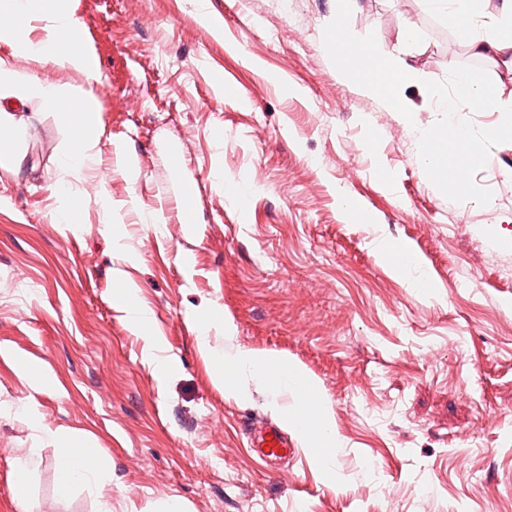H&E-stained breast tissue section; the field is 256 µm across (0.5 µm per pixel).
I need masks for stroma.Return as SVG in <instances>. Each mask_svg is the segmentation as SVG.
<instances>
[{
    "instance_id": "1",
    "label": "stroma",
    "mask_w": 512,
    "mask_h": 512,
    "mask_svg": "<svg viewBox=\"0 0 512 512\" xmlns=\"http://www.w3.org/2000/svg\"><path fill=\"white\" fill-rule=\"evenodd\" d=\"M68 6L99 82L13 63L92 95L102 134L72 178L76 223L53 221L69 133L38 99L21 107L18 166L0 168V512H16L11 463L32 449L34 512H97L103 499L112 512H512V143L475 176L493 192L481 206L427 180L417 136L438 118L426 82L475 65L506 101L512 73L421 0H359L352 32L414 73L409 121L331 63L336 0H208L207 23L191 0ZM409 27L416 42L401 39ZM402 247L430 292L392 272ZM124 283L156 346L117 309ZM214 307L233 333L204 350L195 319ZM212 349L271 351L316 378L336 481L303 446L276 472L250 456L244 422L280 416L249 372L241 398L225 397ZM153 356L174 371L159 376ZM20 358L51 386L34 388ZM62 437L111 468L101 496L56 497Z\"/></svg>"
}]
</instances>
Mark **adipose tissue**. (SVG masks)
<instances>
[{
    "label": "adipose tissue",
    "mask_w": 512,
    "mask_h": 512,
    "mask_svg": "<svg viewBox=\"0 0 512 512\" xmlns=\"http://www.w3.org/2000/svg\"><path fill=\"white\" fill-rule=\"evenodd\" d=\"M483 2L423 0L428 12L449 14L466 23L480 21L481 29L471 42L476 54L500 58L505 66L512 68V0H497L490 10ZM42 17L48 18L49 23L38 36L33 22ZM0 43L8 45L13 55L71 67L83 74L88 83L100 79L97 57L82 41L65 0H0ZM2 87L13 90L20 100L36 97L45 110L53 112L58 122L70 130L69 145L59 161L66 173L77 174L88 167L99 135L93 98L74 97L62 86L16 69L10 58L5 57H0ZM216 364V380L223 386L225 395H237L236 375L241 371L250 372L262 381L272 400H279L290 391L303 394L306 404L284 411L283 417L314 450L321 470L332 474L337 443L333 410L323 398L318 383L300 365L271 353L250 350L218 356ZM59 450L56 483L59 498H69L79 487L100 490L111 485V468L97 462L89 449L64 439L59 443Z\"/></svg>",
    "instance_id": "ef3b65f1"
}]
</instances>
